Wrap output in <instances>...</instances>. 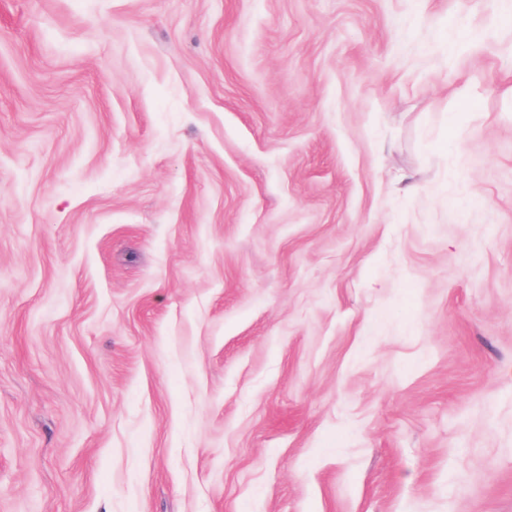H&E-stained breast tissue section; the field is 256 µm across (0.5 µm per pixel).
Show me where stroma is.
Instances as JSON below:
<instances>
[{
	"mask_svg": "<svg viewBox=\"0 0 512 512\" xmlns=\"http://www.w3.org/2000/svg\"><path fill=\"white\" fill-rule=\"evenodd\" d=\"M0 512H512V0H0Z\"/></svg>",
	"mask_w": 512,
	"mask_h": 512,
	"instance_id": "obj_1",
	"label": "stroma"
}]
</instances>
